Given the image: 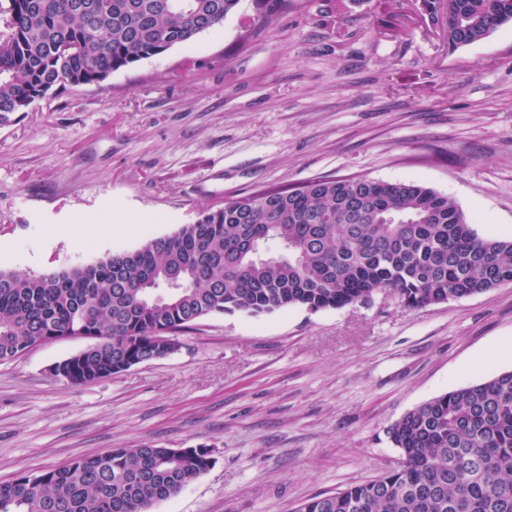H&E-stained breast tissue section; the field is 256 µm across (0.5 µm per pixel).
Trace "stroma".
I'll return each mask as SVG.
<instances>
[{
	"label": "stroma",
	"instance_id": "35a3bbf8",
	"mask_svg": "<svg viewBox=\"0 0 512 512\" xmlns=\"http://www.w3.org/2000/svg\"><path fill=\"white\" fill-rule=\"evenodd\" d=\"M241 0L218 30L66 87L0 125V270L42 275L139 248L203 211L317 177L414 182L512 238V23L449 48L420 0ZM127 212L135 236L113 233ZM91 225L80 246L63 229ZM512 285L420 309L211 315L173 355L74 385L88 341L0 364V483L111 448L213 452L150 512H294L393 469L386 429L512 370Z\"/></svg>",
	"mask_w": 512,
	"mask_h": 512
}]
</instances>
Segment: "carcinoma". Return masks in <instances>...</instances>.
<instances>
[{"instance_id": "carcinoma-1", "label": "carcinoma", "mask_w": 512, "mask_h": 512, "mask_svg": "<svg viewBox=\"0 0 512 512\" xmlns=\"http://www.w3.org/2000/svg\"><path fill=\"white\" fill-rule=\"evenodd\" d=\"M240 0H0V124L66 85L220 27ZM448 47L512 21V0H427ZM276 240L282 251L261 254ZM512 283V239L483 238L446 195L416 183L321 177L232 199L136 251L40 276L0 270V363L37 342L88 336L75 385L180 348L224 313L365 303L412 309ZM400 465L296 512H512V370L434 397L387 428ZM212 450L112 448L0 483V512H148L213 466Z\"/></svg>"}]
</instances>
